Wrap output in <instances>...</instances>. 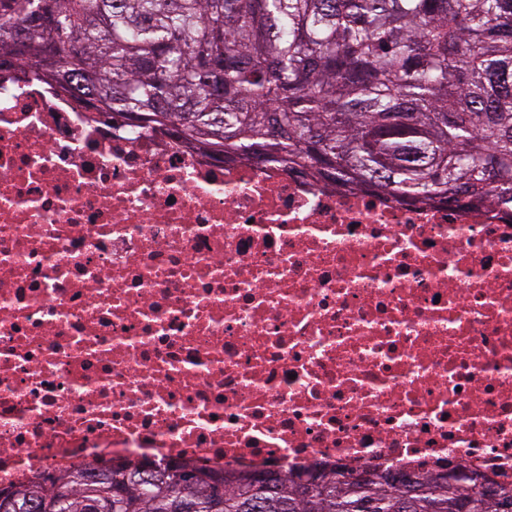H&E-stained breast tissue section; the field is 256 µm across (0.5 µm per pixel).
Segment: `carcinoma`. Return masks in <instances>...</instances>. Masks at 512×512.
Segmentation results:
<instances>
[{
  "mask_svg": "<svg viewBox=\"0 0 512 512\" xmlns=\"http://www.w3.org/2000/svg\"><path fill=\"white\" fill-rule=\"evenodd\" d=\"M16 67L228 164L261 148L338 190L429 207L464 193L468 208L512 211V0H0V72ZM99 473L0 491V512H169L177 499L196 512H402L406 495L386 473L360 487L322 472L304 491L281 474L257 486L147 464ZM418 488L419 512L465 499L498 512L460 464Z\"/></svg>",
  "mask_w": 512,
  "mask_h": 512,
  "instance_id": "carcinoma-1",
  "label": "carcinoma"
}]
</instances>
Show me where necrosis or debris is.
<instances>
[{"instance_id": "necrosis-or-debris-1", "label": "necrosis or debris", "mask_w": 512, "mask_h": 512, "mask_svg": "<svg viewBox=\"0 0 512 512\" xmlns=\"http://www.w3.org/2000/svg\"><path fill=\"white\" fill-rule=\"evenodd\" d=\"M460 463L512 493V222L208 158L0 72V489Z\"/></svg>"}]
</instances>
